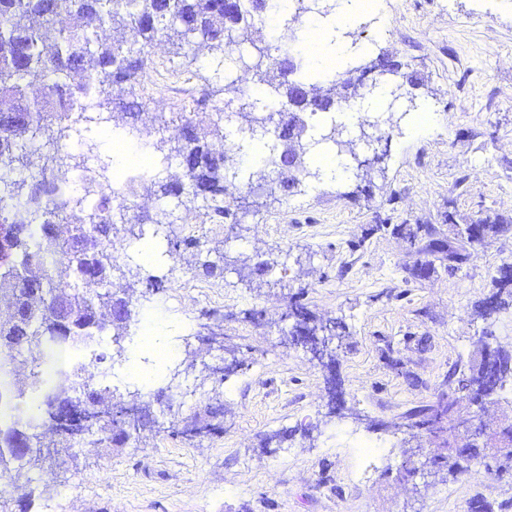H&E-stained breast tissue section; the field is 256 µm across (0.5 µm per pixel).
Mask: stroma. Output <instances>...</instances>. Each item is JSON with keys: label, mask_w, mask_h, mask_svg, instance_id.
<instances>
[{"label": "stroma", "mask_w": 512, "mask_h": 512, "mask_svg": "<svg viewBox=\"0 0 512 512\" xmlns=\"http://www.w3.org/2000/svg\"><path fill=\"white\" fill-rule=\"evenodd\" d=\"M391 33L377 37L368 20H352L337 37L343 70L378 57L401 62L393 83L405 97L393 116L390 154L367 175L341 181L304 179L299 191L263 190L259 211L237 223H213L202 203L157 200L149 181L136 182L135 212H173L168 238L189 236L200 253H183L142 268L166 276L153 315H139L124 352L94 343L102 367L142 396L171 401L173 414L204 411L212 395L208 367L220 352L199 344L203 311L224 319V342L237 346L242 370L222 388L224 431L186 443L161 432L122 448L85 442L61 448L31 472L36 512H512V474L498 461L461 474L426 466L404 474L409 415L453 398L461 415L495 430L512 424V386L475 405L458 382L484 337L512 350V306L485 319L477 305L512 267V229L481 242H462L456 271L430 255L429 238L457 239L459 226L485 214L512 219V0H380ZM250 51L233 58L204 49L178 55L154 42L151 83L116 86L113 96L170 114L180 103L169 85L193 93L224 82L243 90ZM433 102L444 121L415 139L401 115L409 100ZM453 211L454 223L442 215ZM401 224H426L431 234L409 242ZM223 260L225 272L199 275V260ZM346 327L335 375L302 346L283 342L290 298ZM174 350L161 362L143 352L141 334ZM196 351V366L183 361ZM338 383L355 417L328 409ZM281 439L261 451L267 435Z\"/></svg>", "instance_id": "35a3bbf8"}]
</instances>
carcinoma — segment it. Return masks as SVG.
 Returning a JSON list of instances; mask_svg holds the SVG:
<instances>
[{
    "label": "carcinoma",
    "instance_id": "cac0c4a2",
    "mask_svg": "<svg viewBox=\"0 0 512 512\" xmlns=\"http://www.w3.org/2000/svg\"><path fill=\"white\" fill-rule=\"evenodd\" d=\"M251 16L242 21L228 11L224 0H0V227L12 231L0 244V302L10 309L0 319V354L9 361L18 359L31 364L30 379L11 378L7 364L0 365V478L8 479L15 489H27L18 499L20 512H31L34 490L19 483L44 454L55 447L46 440L47 427L52 433L71 443L85 434H98L97 444L109 448L122 446L130 430L167 432L183 439L192 430L207 434L214 425L204 423L198 415L172 421L169 426L148 419L151 400L126 401L118 388L96 383L98 355L89 364L71 369L59 385H53L37 402L33 412L14 414V401L29 391L41 388L44 379L36 371L40 365L54 361L55 351L65 344L81 347L74 336L89 328L105 325L103 333L111 336L113 345L123 349L126 330L137 310L154 303L161 281L153 276L134 275L144 288L135 299L125 298L129 310L124 317L113 316L112 274L120 268L112 255V240L126 231L127 196L112 183V159L96 156V175L74 176L68 156L56 154L36 164L43 133L56 129V137L65 131L81 135L98 126V119L84 112H74L83 98L93 93L95 85H135L141 82L156 62L146 54V47L156 39H168L177 48L197 51L204 46L232 54L240 45L252 42V28L263 23L270 0H253ZM67 13L76 19L72 28L58 26V17ZM110 26L115 32L104 42L97 30ZM259 61L252 67L254 82L275 97V103L255 111L248 100L244 113L247 127L242 129L249 141L268 142L267 152L257 170L236 169L235 178L242 187L253 191V178L261 180L277 174L279 186L290 190L299 185V175L317 178L305 163L310 151L303 142L307 122L304 115L326 112L325 99L349 102L345 93L350 82L341 83L336 91V77H325L321 84H303L300 100L281 71L288 62L289 51L267 41L257 48ZM92 69L83 83L71 82L74 73ZM43 81L42 94L30 98L29 79ZM220 108L212 104V93L196 100L193 111L176 112L171 122L180 127V144L174 148L181 160L184 179L170 181L164 176L170 156L153 163L151 185L159 198L176 199L186 195L206 204L216 224L232 215L231 203L245 201L247 196L226 201L229 154L224 150V126ZM112 132L125 137L142 133L141 106L135 102H112ZM291 149L297 157L292 168L280 164V155ZM98 186V199L90 205L83 223L65 228L64 209L69 205L84 208L87 198ZM506 230V220L498 214H487L473 225L472 239L493 237ZM200 247L196 238L167 240L163 254L175 257L181 252ZM101 284L92 295L78 290V282ZM496 292L478 305L479 315L487 317L506 305L502 295L512 298V271L503 272L495 281ZM288 321L300 331L298 343L310 347L306 336L324 335L323 319L305 306L294 303L288 308ZM498 366L474 357L469 375L464 379L475 396L488 399L512 385V354L498 352ZM140 407L146 421L133 427L125 422L122 412ZM19 434L28 443L25 456L12 454L7 436ZM449 468L461 470L482 463L480 451L466 446L459 455H448Z\"/></svg>",
    "mask_w": 512,
    "mask_h": 512
}]
</instances>
